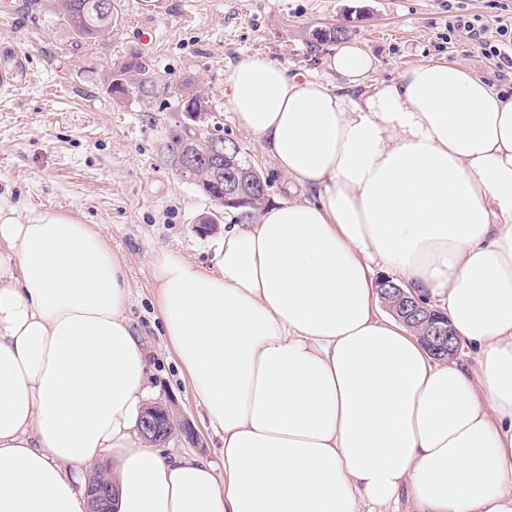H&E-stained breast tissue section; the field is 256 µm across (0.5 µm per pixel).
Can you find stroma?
I'll return each instance as SVG.
<instances>
[{
    "label": "stroma",
    "instance_id": "obj_1",
    "mask_svg": "<svg viewBox=\"0 0 512 512\" xmlns=\"http://www.w3.org/2000/svg\"><path fill=\"white\" fill-rule=\"evenodd\" d=\"M0 20V66L8 49L27 58L30 80L0 93V209L24 217L68 212L93 225L124 263L133 285L127 316L142 335L150 359V403L173 411L197 434L175 433L165 443L220 462L223 442L210 428L205 409L183 378L162 334L150 261L162 251L211 267L221 230L198 226L214 203L177 175L166 146L179 121L174 85L192 79L210 100L211 134L236 141L243 159L268 182L269 200H285V178L258 140L224 104V76L242 58L262 56L290 72L340 83L324 56L315 29L346 26L349 42L376 60L371 84L398 79L418 64L458 61L496 88L512 93V63L485 55L500 43L497 23L512 24V0H118L119 22L110 38L88 45L54 11L52 0ZM485 26L482 39L449 30L453 20ZM153 28L146 46L131 31ZM142 50L156 87L146 96L119 97L108 90L101 66Z\"/></svg>",
    "mask_w": 512,
    "mask_h": 512
}]
</instances>
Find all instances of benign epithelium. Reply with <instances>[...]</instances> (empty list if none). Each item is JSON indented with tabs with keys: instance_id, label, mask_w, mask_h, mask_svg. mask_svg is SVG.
<instances>
[{
	"instance_id": "1",
	"label": "benign epithelium",
	"mask_w": 512,
	"mask_h": 512,
	"mask_svg": "<svg viewBox=\"0 0 512 512\" xmlns=\"http://www.w3.org/2000/svg\"><path fill=\"white\" fill-rule=\"evenodd\" d=\"M236 151L238 148L235 147L230 153L226 143L214 140L207 145L205 153L201 154L195 145L184 140L174 154V163L182 177L195 183L198 182L196 171L199 163L206 164L211 179L224 180V190L216 198V202L223 206L249 192L246 182L249 171L241 170L237 176L224 178V164L234 158ZM379 295L385 308L420 339L431 355L439 358L453 357L457 344L448 314L429 308L412 289L394 282L390 276H381ZM178 430L194 438V431L186 422L178 420L169 410L157 406L146 409L138 426L140 437L149 444L165 441ZM114 495L112 482L99 475L97 470H92L88 478L89 512H112Z\"/></svg>"
}]
</instances>
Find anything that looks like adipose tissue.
Segmentation results:
<instances>
[{"label":"adipose tissue","instance_id":"adipose-tissue-1","mask_svg":"<svg viewBox=\"0 0 512 512\" xmlns=\"http://www.w3.org/2000/svg\"><path fill=\"white\" fill-rule=\"evenodd\" d=\"M346 87L247 57L224 103L297 201L233 225L206 270L151 274L223 466L137 442L149 359L122 260L65 213L0 211V512H512V96L425 62ZM446 311L476 364L440 363L375 308L376 273ZM97 468L92 470L88 478L87 497L89 512H112V499L115 489L112 482L105 476L97 473ZM90 487V489H89ZM90 493V495H88Z\"/></svg>","mask_w":512,"mask_h":512}]
</instances>
